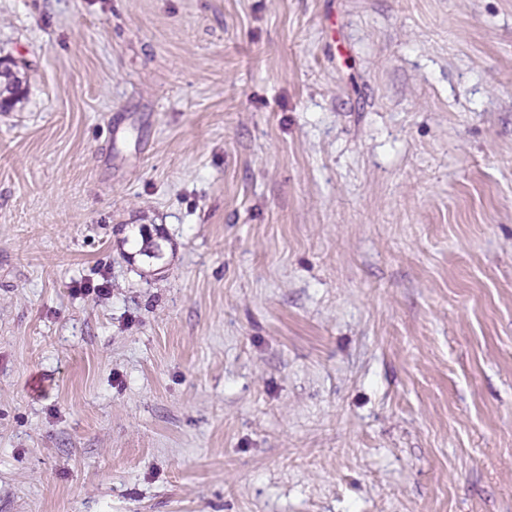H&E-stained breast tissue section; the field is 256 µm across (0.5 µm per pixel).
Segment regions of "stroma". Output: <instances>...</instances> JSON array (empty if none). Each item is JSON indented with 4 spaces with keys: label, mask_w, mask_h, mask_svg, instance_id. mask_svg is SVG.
I'll use <instances>...</instances> for the list:
<instances>
[{
    "label": "stroma",
    "mask_w": 512,
    "mask_h": 512,
    "mask_svg": "<svg viewBox=\"0 0 512 512\" xmlns=\"http://www.w3.org/2000/svg\"><path fill=\"white\" fill-rule=\"evenodd\" d=\"M0 58V512H512V0H0Z\"/></svg>",
    "instance_id": "35a3bbf8"
}]
</instances>
